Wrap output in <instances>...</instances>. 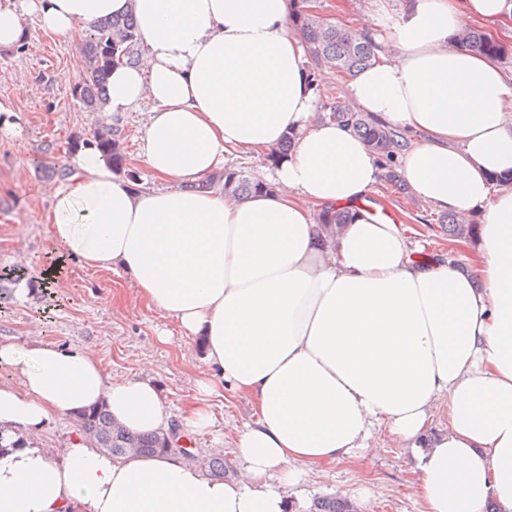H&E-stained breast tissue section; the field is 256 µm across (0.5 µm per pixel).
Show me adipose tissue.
Returning a JSON list of instances; mask_svg holds the SVG:
<instances>
[{"instance_id":"1","label":"adipose tissue","mask_w":512,"mask_h":512,"mask_svg":"<svg viewBox=\"0 0 512 512\" xmlns=\"http://www.w3.org/2000/svg\"><path fill=\"white\" fill-rule=\"evenodd\" d=\"M288 0H27L0 5V49L23 14L74 36L132 13L136 65L114 67L106 111L142 100L151 181L121 178L93 147L72 161L46 216L62 255L122 271L141 301L201 339L211 375L255 416L224 481L167 456L114 459L87 438L61 462L33 445L51 417L105 407L135 433L164 428L158 388L114 381L78 347L0 344V512H288L292 463L351 457L373 435L418 449L421 512H512V76L456 41L476 22L512 33V0H405L374 24L376 60L347 80L356 105L411 140L399 171L441 211L481 215L466 268L421 261L373 196L386 167L350 128L317 121L307 49ZM274 189L224 193L230 156H269ZM352 207L329 234L317 215ZM448 425L430 429L437 413ZM277 474V485L267 478Z\"/></svg>"}]
</instances>
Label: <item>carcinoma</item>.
Masks as SVG:
<instances>
[{"instance_id":"obj_1","label":"carcinoma","mask_w":512,"mask_h":512,"mask_svg":"<svg viewBox=\"0 0 512 512\" xmlns=\"http://www.w3.org/2000/svg\"><path fill=\"white\" fill-rule=\"evenodd\" d=\"M289 24L296 28L305 42L314 68L328 67L352 73L371 65L374 58L372 43L309 13L306 0H290ZM461 43L476 53L495 58L504 57L512 51L511 44L499 41L481 30H472L463 35ZM138 46L136 22L131 14L104 19L93 25L84 46L86 71L77 83L79 94L75 99L93 112L102 111L112 66L117 63H133ZM322 118H330L351 127L372 152L382 159H392L396 151L404 147L396 132L380 120L367 113L346 109L334 101L324 106ZM121 137V129L116 125H103L95 135V146L112 161L118 173L123 172L125 167V156L120 149ZM263 190L271 191L273 186L251 178L242 171L224 169V193L244 197ZM352 218L353 209L336 207L320 214L318 221L321 224L340 226L349 223ZM439 224L450 239L471 237L474 233V225L460 223L453 214H443ZM81 423L84 432L95 439L98 447L112 449L114 457L175 452V449L167 446L162 433L129 434L126 429L111 421L109 414L102 408L84 414ZM311 512H357V508L346 499L325 498L317 501Z\"/></svg>"}]
</instances>
